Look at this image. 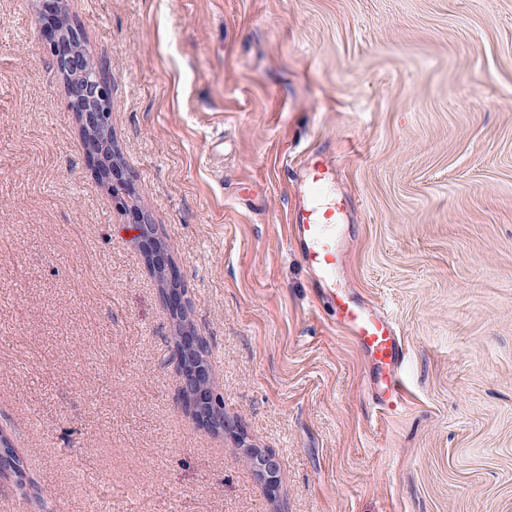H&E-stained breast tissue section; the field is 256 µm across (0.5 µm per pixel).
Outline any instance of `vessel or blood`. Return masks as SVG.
Segmentation results:
<instances>
[{
  "label": "vessel or blood",
  "mask_w": 512,
  "mask_h": 512,
  "mask_svg": "<svg viewBox=\"0 0 512 512\" xmlns=\"http://www.w3.org/2000/svg\"><path fill=\"white\" fill-rule=\"evenodd\" d=\"M331 175L328 163L308 160L305 179L300 184L304 200L290 216V231L308 277L313 283L330 288L335 285L336 270L341 264L336 227L341 222L344 205L323 199L316 190ZM334 303L345 332L374 366L389 371L386 387L378 395V409L396 407L402 387L395 374L406 354L394 318L375 307L357 305L343 293L335 294Z\"/></svg>",
  "instance_id": "b4317fda"
}]
</instances>
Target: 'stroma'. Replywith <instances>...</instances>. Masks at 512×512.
<instances>
[{
	"label": "stroma",
	"instance_id": "35a3bbf8",
	"mask_svg": "<svg viewBox=\"0 0 512 512\" xmlns=\"http://www.w3.org/2000/svg\"><path fill=\"white\" fill-rule=\"evenodd\" d=\"M192 299L224 412L178 401L131 218L93 177L35 0H0V512H512V0H65ZM336 284L396 321L403 401L290 243L308 157ZM242 430L233 426L229 419L224 416L221 422V427L217 430L218 434L228 435L231 439L233 447L244 448V451L249 455L253 469L256 472L259 480L270 491L275 490L279 474V462L275 456L264 452L258 448H254L250 439L247 438ZM246 448V450H245Z\"/></svg>",
	"mask_w": 512,
	"mask_h": 512
}]
</instances>
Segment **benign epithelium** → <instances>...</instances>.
Wrapping results in <instances>:
<instances>
[{"label": "benign epithelium", "mask_w": 512, "mask_h": 512, "mask_svg": "<svg viewBox=\"0 0 512 512\" xmlns=\"http://www.w3.org/2000/svg\"><path fill=\"white\" fill-rule=\"evenodd\" d=\"M37 10L46 26L48 49L65 86L67 107L78 119L81 149L90 170L105 182L119 180L120 206L135 214L134 240L150 273L165 286L161 294L164 305L169 311H186L190 308V296L183 276L158 235L150 213L135 203L136 187L130 178L123 176L118 149H112V160L105 157L111 130V84L85 48L80 29L65 13L63 0H37ZM174 332L173 357L178 366L182 405L191 413L203 414L208 405L207 396L213 390L210 369L202 352L205 341L188 320L174 325ZM217 433L229 436L233 447L246 449L259 480L268 490H275L279 474L275 456L254 447L227 418L223 419Z\"/></svg>", "instance_id": "benign-epithelium-1"}]
</instances>
